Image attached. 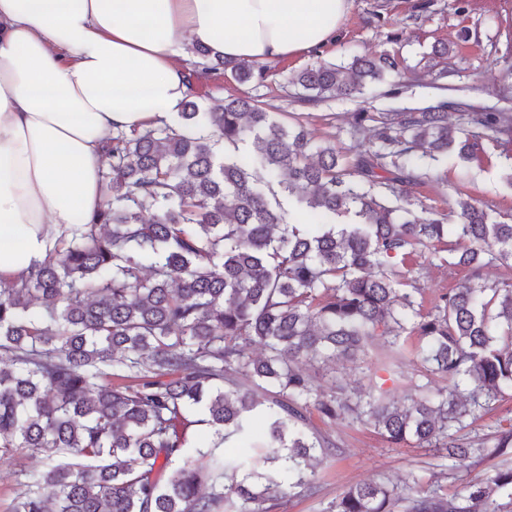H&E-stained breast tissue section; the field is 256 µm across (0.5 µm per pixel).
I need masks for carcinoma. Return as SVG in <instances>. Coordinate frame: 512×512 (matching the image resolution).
Listing matches in <instances>:
<instances>
[{
  "instance_id": "cac0c4a2",
  "label": "carcinoma",
  "mask_w": 512,
  "mask_h": 512,
  "mask_svg": "<svg viewBox=\"0 0 512 512\" xmlns=\"http://www.w3.org/2000/svg\"><path fill=\"white\" fill-rule=\"evenodd\" d=\"M192 76L264 82L267 68L193 48ZM448 45L432 79L448 77ZM398 72L394 53L321 61L291 77L296 101L361 95ZM455 112L469 133L449 123ZM352 169L259 100L231 95L177 119L116 130L105 141L103 208L16 280H0V462L24 450L11 512H275L316 493V463L337 452L311 422L351 420L393 444L431 448L455 469L473 454L451 430L512 391V224L478 202L448 214L412 209L404 188L491 132L512 139V115L465 100L419 110L357 112ZM248 151L240 152V146ZM395 197L390 202L380 194ZM294 198L286 208L282 198ZM348 216L349 224L336 218ZM448 253L476 281L439 295L398 264L420 246ZM498 262L505 277L479 280ZM420 367L406 372L405 337ZM365 390L322 391L303 365L357 359L376 341ZM261 355L255 357L252 351ZM447 381L440 386L434 377ZM409 382L408 404L392 391ZM211 428L196 448L198 423ZM490 454L512 455V424ZM365 483L327 512H506L512 465L451 497Z\"/></svg>"
}]
</instances>
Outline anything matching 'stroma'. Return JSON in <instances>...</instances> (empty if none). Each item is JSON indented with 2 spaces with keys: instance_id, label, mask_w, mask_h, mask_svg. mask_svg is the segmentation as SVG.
I'll return each instance as SVG.
<instances>
[{
  "instance_id": "stroma-1",
  "label": "stroma",
  "mask_w": 512,
  "mask_h": 512,
  "mask_svg": "<svg viewBox=\"0 0 512 512\" xmlns=\"http://www.w3.org/2000/svg\"><path fill=\"white\" fill-rule=\"evenodd\" d=\"M418 3L351 0L335 43L319 54L269 66L268 78L261 84L238 85L225 81L223 75L211 76L199 86L197 102L208 108L232 94L259 99L281 122L302 124L315 143L333 144L350 160L356 142L351 127L353 113L420 108L442 98L445 93L429 80L412 79L413 68L424 66L433 45L442 42L451 47L448 94L512 113V0H470L463 13L456 11L454 0H432L426 13L418 12ZM392 50L403 60L397 75L406 86L401 96L389 98L369 89L365 94L315 108L295 102L294 88L288 82L292 73L321 59L337 63L353 52L374 55ZM481 145L473 159L449 158L444 180L426 179L409 186L412 202L444 213L456 200L471 198L496 220L512 219V182L506 178L512 168V144L485 137ZM469 274V268L448 265L428 248L413 263L411 272L428 308L438 294L464 284ZM507 418H512V395L496 401L481 417L465 419L457 425L456 434L469 440L487 438L494 435L500 420ZM321 430L336 443L338 452L319 465L316 495L291 499L280 512H325L344 487L379 480L400 486L413 473L425 477L429 490L450 494L462 483L491 475L499 464L490 457L466 470L442 467L431 449L392 446L372 429L348 420L327 422ZM43 462L41 454L23 452L0 466V512H10L25 473L40 468Z\"/></svg>"
}]
</instances>
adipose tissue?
<instances>
[{
    "label": "adipose tissue",
    "mask_w": 512,
    "mask_h": 512,
    "mask_svg": "<svg viewBox=\"0 0 512 512\" xmlns=\"http://www.w3.org/2000/svg\"><path fill=\"white\" fill-rule=\"evenodd\" d=\"M349 0H0V277L104 203L107 134L179 112L185 39L272 65L336 40Z\"/></svg>",
    "instance_id": "obj_1"
}]
</instances>
